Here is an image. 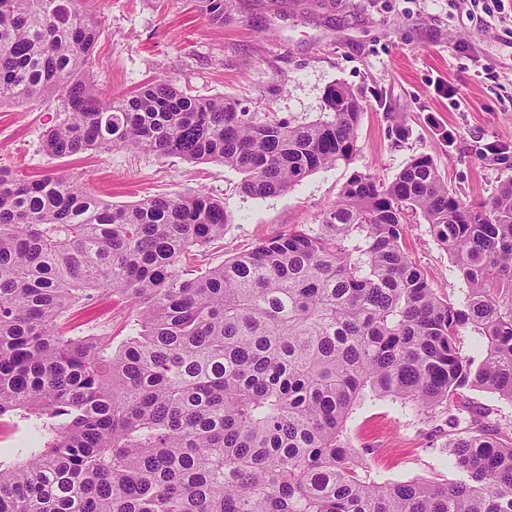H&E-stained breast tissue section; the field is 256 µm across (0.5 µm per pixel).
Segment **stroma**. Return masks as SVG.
<instances>
[{"label":"stroma","mask_w":512,"mask_h":512,"mask_svg":"<svg viewBox=\"0 0 512 512\" xmlns=\"http://www.w3.org/2000/svg\"><path fill=\"white\" fill-rule=\"evenodd\" d=\"M97 16L91 65L105 97L172 77L200 97L226 95L253 112L304 123L327 113L329 86L349 87L366 110L352 164L321 169L285 193L253 197L239 172L132 149L91 156L47 155L42 135L61 110L57 99L0 107V167L18 174L55 173L85 181L101 198L132 205L149 196L202 190L223 202L231 221L218 263L293 228L319 223L353 170L391 181L425 153L464 202L489 200L512 179V0H226L223 24L209 23L195 0H80ZM459 93L449 96V86ZM409 135L399 138L396 127ZM503 145L490 158L485 144ZM406 250L430 284L451 299L466 286L426 224L406 227ZM135 309L102 296L69 313L71 333L97 330L122 342ZM448 417H430L389 397H369L346 424L351 448L373 449L382 481L445 483L457 475L448 458ZM30 421L0 428V464L28 458Z\"/></svg>","instance_id":"obj_1"}]
</instances>
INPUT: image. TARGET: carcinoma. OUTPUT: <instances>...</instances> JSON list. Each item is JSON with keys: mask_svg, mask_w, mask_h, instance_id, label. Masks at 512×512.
<instances>
[{"mask_svg": "<svg viewBox=\"0 0 512 512\" xmlns=\"http://www.w3.org/2000/svg\"><path fill=\"white\" fill-rule=\"evenodd\" d=\"M79 0H0V106L62 99L43 149L133 148L215 161L254 197L360 151L364 105L291 123L192 96L169 77L98 97V20ZM224 23V0H198ZM422 218L466 286L452 302L404 248ZM224 203L193 192L116 206L65 175L0 168V418L44 447L0 464V512H512V436L468 392L512 402V180L464 203L428 154L389 182L355 170L321 223L214 266ZM109 294L137 307L120 346L61 320ZM478 337L480 356L462 353ZM471 415L448 437L461 477L378 481L347 420L367 394Z\"/></svg>", "mask_w": 512, "mask_h": 512, "instance_id": "1", "label": "carcinoma"}]
</instances>
